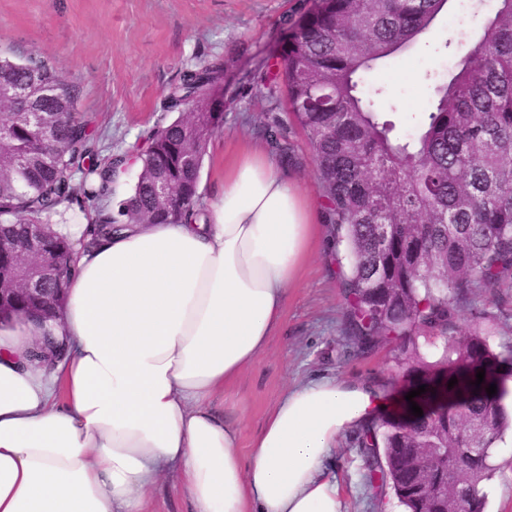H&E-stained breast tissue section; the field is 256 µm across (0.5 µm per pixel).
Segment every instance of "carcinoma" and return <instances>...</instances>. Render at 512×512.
Masks as SVG:
<instances>
[{
    "label": "carcinoma",
    "mask_w": 512,
    "mask_h": 512,
    "mask_svg": "<svg viewBox=\"0 0 512 512\" xmlns=\"http://www.w3.org/2000/svg\"><path fill=\"white\" fill-rule=\"evenodd\" d=\"M448 0H313L291 22L275 74L264 75L270 103L263 125L271 148L288 162L280 97L312 149L327 223L349 261L346 337L360 354L422 330L441 344L429 361L419 352L407 373L426 386L377 426L361 431L362 480L391 489L407 512H484L482 483L491 479L495 443L512 415L490 396L508 362L480 332L453 333L459 305L472 289L512 284V0H497L483 35L448 79L436 82L432 103L409 137L356 76L427 32ZM230 60L215 57L186 71L167 94L178 113L154 129L137 153L140 177L110 212L112 168L123 153L101 157L90 121L79 112L80 87L65 81L37 51L0 52V86L32 97L39 114L18 121V102L0 99V275H16L8 246L35 233L59 263L44 284L65 289L75 249L51 229L62 206L94 211L80 244L89 249L132 224H177L207 211L197 193L209 140L224 123V77ZM485 370L484 382L474 385ZM457 384L448 387L451 378ZM479 448L455 468L439 459L434 479L448 482L437 498L418 487L412 456L442 448Z\"/></svg>",
    "instance_id": "obj_1"
}]
</instances>
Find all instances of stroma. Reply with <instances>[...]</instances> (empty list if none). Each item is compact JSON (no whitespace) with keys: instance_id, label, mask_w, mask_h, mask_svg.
<instances>
[{"instance_id":"1","label":"stroma","mask_w":512,"mask_h":512,"mask_svg":"<svg viewBox=\"0 0 512 512\" xmlns=\"http://www.w3.org/2000/svg\"><path fill=\"white\" fill-rule=\"evenodd\" d=\"M312 0H0V50H35L54 61L66 80L81 87L79 109L90 115L104 152L131 157L127 186L139 166L134 157L156 126L173 120L167 94L183 70L216 55L236 57L224 86V126L204 158L199 194L211 206L226 163L263 142L268 102L258 77L272 70L289 35V20ZM495 0H448L418 43L360 74L366 94L383 88L397 107L389 118L399 134L414 131L430 97V80L447 78L456 49H444L449 30L481 33ZM247 46L239 54V46ZM287 173L314 206L323 202L311 151L301 130L287 124ZM347 262L330 224L320 223L313 253L289 289L269 351L224 392V409L249 447L268 411L293 383L336 378L387 380L390 394L406 356L394 344L357 355L344 337ZM458 333L479 331L501 357L512 356V288H477L460 304ZM357 431L339 438L327 463L343 483L346 512H403L391 491L361 481ZM496 471L484 484L487 512H512V447L493 452Z\"/></svg>"}]
</instances>
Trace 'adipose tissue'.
<instances>
[{
	"mask_svg": "<svg viewBox=\"0 0 512 512\" xmlns=\"http://www.w3.org/2000/svg\"><path fill=\"white\" fill-rule=\"evenodd\" d=\"M316 234L314 211L263 148L224 169L207 220L140 224L79 251L57 335L0 326V512H150L179 475L192 512H344L325 462L390 408L382 384L287 387L250 445L225 389L268 350Z\"/></svg>",
	"mask_w": 512,
	"mask_h": 512,
	"instance_id": "obj_1",
	"label": "adipose tissue"
}]
</instances>
